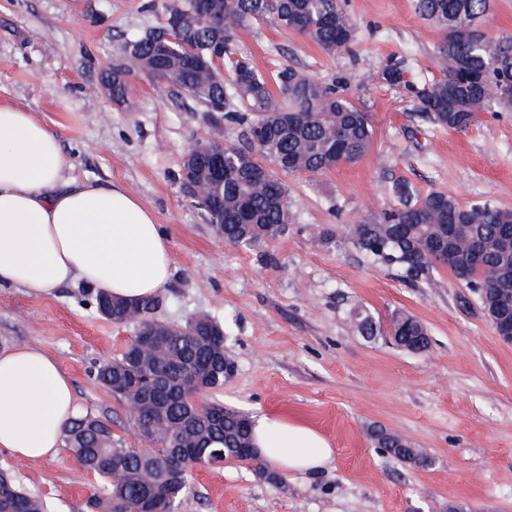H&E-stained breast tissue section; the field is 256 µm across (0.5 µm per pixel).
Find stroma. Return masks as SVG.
Returning <instances> with one entry per match:
<instances>
[{"mask_svg":"<svg viewBox=\"0 0 512 512\" xmlns=\"http://www.w3.org/2000/svg\"><path fill=\"white\" fill-rule=\"evenodd\" d=\"M164 4L0 0V101L59 133L72 176L126 184L155 213L172 246L159 318H215L235 362L232 378L207 400L305 422L334 447L321 471L278 481L253 462L199 468L179 512H512V344L448 268L411 284L350 245L317 243L326 230L344 235L363 210L396 205L397 180L419 197L442 191L464 205L512 208V107L479 113L461 131L420 117L414 89L442 76L441 34L416 0H346L355 37L335 53L268 21L247 24L237 33L239 56L271 82L288 67L325 82L345 78L349 98L370 115L374 142L355 164L284 175L287 231L258 250L237 247L214 235L177 180L189 145L215 133L209 115L142 75L131 77L124 103L112 100L115 45L159 26ZM391 61L406 69V85L383 80ZM263 252L277 265L263 264ZM357 307L384 325L394 311H408L427 327L429 351L360 336L351 319ZM135 334L134 325L100 316L81 283L40 297L0 288V350L39 344L69 375L79 414L110 418L125 447L143 448L122 400L94 377ZM375 427L424 449L431 465L375 447ZM1 468L46 512H86L102 485L64 448L43 461L0 449Z\"/></svg>","mask_w":512,"mask_h":512,"instance_id":"1","label":"stroma"}]
</instances>
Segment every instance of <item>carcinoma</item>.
<instances>
[{"mask_svg":"<svg viewBox=\"0 0 512 512\" xmlns=\"http://www.w3.org/2000/svg\"><path fill=\"white\" fill-rule=\"evenodd\" d=\"M491 0H418V12L443 34L441 59L466 63L467 68L443 67V77L417 92L423 117L448 130L468 127L478 112H493L512 86V39L483 37L480 22ZM165 22L116 48L117 63L109 85L112 98L122 100L132 76L130 62L146 75L168 84L224 121L241 127L240 144L224 145V178L213 179L196 158L197 144L186 151V167L208 187L206 197L222 205L224 231L219 238L248 249L284 232L290 224L288 189L278 173L318 174L364 157L374 141L368 113L346 97L339 86L326 85L294 69L280 72V96L251 62L235 57L236 32L249 23L271 20L286 30L311 38L327 52L353 40V27L341 0H168ZM174 38L176 51L162 55L158 43ZM227 61L232 79L226 80L214 59ZM275 164L268 168L264 161ZM398 206L379 214L362 213L346 230V240L372 263L395 270L410 283L428 280L446 267L456 280L478 297L489 320L497 324L504 312L499 302L512 296V209L491 202L463 206L444 192H431L416 201L408 184L397 181ZM454 228L451 256L435 255L448 245ZM480 243L481 265L474 264L471 245ZM99 313L122 309L140 314V322L155 324L158 298L112 305L107 295H95ZM360 335H381V325L364 308L353 313ZM389 336L406 349L430 347L425 326L404 311L392 314ZM193 365L208 390L224 387L234 361L224 352V328L209 316L195 315L165 337L161 355L148 358L129 346L122 355L102 363L97 380L124 401L148 397L140 428L148 431L162 415L171 429L147 436L150 448L132 450L114 437L112 421L82 415L64 429L67 450L103 479V488L88 500L92 512H139L153 498L158 512H176L191 490L195 468L224 455L226 460L261 464L254 451L252 420L221 403L194 409L190 401L161 385L173 365ZM377 447L405 463L431 464L430 457L405 438L382 428L372 430ZM0 512H45L43 501L20 488L12 475L0 471Z\"/></svg>","mask_w":512,"mask_h":512,"instance_id":"cac0c4a2","label":"carcinoma"}]
</instances>
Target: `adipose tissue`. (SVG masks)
Segmentation results:
<instances>
[{
	"label": "adipose tissue",
	"instance_id": "ef3b65f1",
	"mask_svg": "<svg viewBox=\"0 0 512 512\" xmlns=\"http://www.w3.org/2000/svg\"><path fill=\"white\" fill-rule=\"evenodd\" d=\"M71 168L55 131L0 102V288L41 296L79 282L132 301L157 296L171 277V242L154 212L126 185L78 180ZM76 412L56 358L31 343L0 351V449L54 458ZM253 432L284 473L315 472L333 457L322 432L285 416H256Z\"/></svg>",
	"mask_w": 512,
	"mask_h": 512
}]
</instances>
